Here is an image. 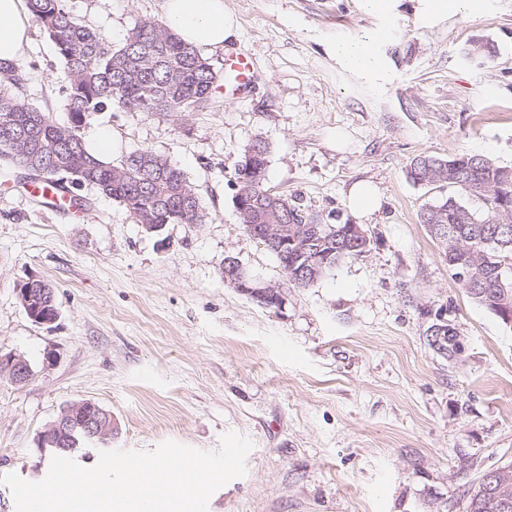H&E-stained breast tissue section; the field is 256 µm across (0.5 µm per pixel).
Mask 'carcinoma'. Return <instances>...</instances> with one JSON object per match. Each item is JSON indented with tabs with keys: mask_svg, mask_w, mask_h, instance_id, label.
<instances>
[{
	"mask_svg": "<svg viewBox=\"0 0 512 512\" xmlns=\"http://www.w3.org/2000/svg\"><path fill=\"white\" fill-rule=\"evenodd\" d=\"M33 20L54 44L66 74L64 111L59 122L32 106L14 89L19 87V69L0 67V158L35 178L63 175L80 188L93 186L118 202L132 218L149 212L159 224H177L182 196L192 197L195 214L191 223L203 222L204 207L184 172L168 159L149 151L137 152L118 164L103 162L86 150L82 127L106 107L126 112H196L207 108L213 85L221 78L211 61L197 48L183 42L168 29L150 20H140L116 47L100 33L82 24L68 9L67 0H26ZM413 182L440 190L448 187L474 197L483 205L478 211L455 195H443L423 206L420 221L444 249L455 275L470 273L462 286L479 305L502 321L512 319V288L498 287L499 279L512 273L502 268L512 260V167L500 166L477 154L442 158L423 154L409 165ZM235 181L245 200L268 191L264 185L247 182L248 164L239 161ZM288 209L272 219L274 224H292L304 232L316 216L299 202L279 195ZM327 231L344 235L331 247L332 255L322 275L340 262L361 256L365 250L353 243L352 227L326 224ZM56 302L42 296L32 302L28 317L35 323L56 316ZM89 404L66 407L68 441L48 439L43 447L52 455L73 458L87 442L81 426ZM466 512H512V466L499 469L498 479L488 484L478 478L467 491Z\"/></svg>",
	"mask_w": 512,
	"mask_h": 512,
	"instance_id": "cac0c4a2",
	"label": "carcinoma"
}]
</instances>
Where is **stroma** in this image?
<instances>
[{
  "label": "stroma",
  "instance_id": "obj_1",
  "mask_svg": "<svg viewBox=\"0 0 512 512\" xmlns=\"http://www.w3.org/2000/svg\"><path fill=\"white\" fill-rule=\"evenodd\" d=\"M224 3L255 71L245 96L219 84L201 112L108 108L83 128L110 138L107 162L146 150L180 167L204 223L149 233L91 186L68 219L0 160V359L24 357L32 370L23 385L0 374V476L42 480L40 434L90 402L112 416V450L174 440L212 451L229 431L250 439L246 475L208 512H466L473 481L512 465V327L457 281L419 220L439 192L406 170L422 153L512 167V0L427 24L416 0H399L375 83L330 52L379 24L358 0ZM68 5L116 45L139 20L167 23L163 0ZM476 42L491 57H469ZM20 68L19 95L64 119L65 72L40 26ZM257 137L270 147L267 187L319 223L361 225L365 256L287 284L235 205L234 168ZM360 182L375 189L374 209L348 207ZM229 256L283 285L282 308L225 282ZM30 278L53 288L55 322L27 316L19 288ZM441 322L445 341L430 333Z\"/></svg>",
  "mask_w": 512,
  "mask_h": 512
}]
</instances>
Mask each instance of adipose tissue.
<instances>
[{
  "label": "adipose tissue",
  "mask_w": 512,
  "mask_h": 512,
  "mask_svg": "<svg viewBox=\"0 0 512 512\" xmlns=\"http://www.w3.org/2000/svg\"><path fill=\"white\" fill-rule=\"evenodd\" d=\"M166 18L173 32L197 47H220L235 38L237 22L224 0H165ZM32 17L25 0H0V64L18 63L30 44ZM331 51L349 70L374 80L384 71V60L373 33L336 40Z\"/></svg>",
  "instance_id": "obj_1"
}]
</instances>
